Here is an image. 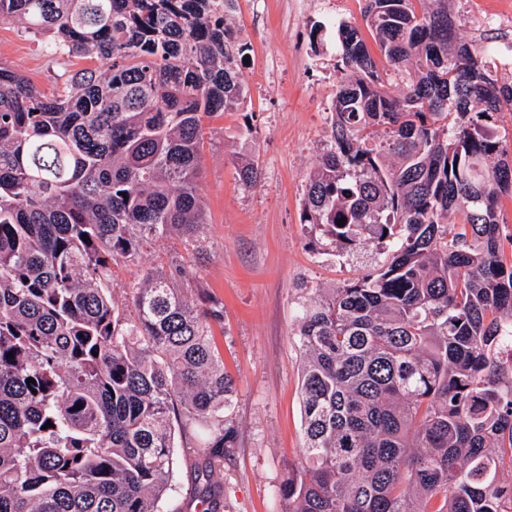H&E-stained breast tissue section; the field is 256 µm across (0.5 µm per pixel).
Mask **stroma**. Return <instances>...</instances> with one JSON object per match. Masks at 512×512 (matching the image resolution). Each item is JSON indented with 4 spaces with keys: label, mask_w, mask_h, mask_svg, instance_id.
Instances as JSON below:
<instances>
[{
    "label": "stroma",
    "mask_w": 512,
    "mask_h": 512,
    "mask_svg": "<svg viewBox=\"0 0 512 512\" xmlns=\"http://www.w3.org/2000/svg\"><path fill=\"white\" fill-rule=\"evenodd\" d=\"M367 3L308 0L291 18L285 0H239L232 22L248 44L240 74L249 98L205 132L197 184L206 211L203 242L193 249L159 241L150 260L155 267L184 262L192 285L224 309L212 332L236 384L238 439L218 477L217 512H285L278 488L304 446L299 310L309 289L341 286L389 257L374 242L344 254L311 248L300 222L308 174L330 143L337 83L333 38L323 36L311 47L310 28L333 15L345 18L377 52L363 18ZM453 8L465 41L512 47V0H455ZM0 61L47 91L62 86L73 68L68 58L1 21ZM244 155L261 172L250 189L237 174ZM174 458L175 502L180 512H195L194 466L202 460L195 434L177 438Z\"/></svg>",
    "instance_id": "stroma-1"
}]
</instances>
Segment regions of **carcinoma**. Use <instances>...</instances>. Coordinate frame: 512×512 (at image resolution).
Wrapping results in <instances>:
<instances>
[{
	"label": "carcinoma",
	"instance_id": "obj_1",
	"mask_svg": "<svg viewBox=\"0 0 512 512\" xmlns=\"http://www.w3.org/2000/svg\"><path fill=\"white\" fill-rule=\"evenodd\" d=\"M237 2L0 0L1 21L78 65L50 92L0 65V512H161L176 432L202 427L208 479L236 445L223 309L180 262L130 285L113 266L202 242L205 125L248 96ZM449 3L368 0L397 95L332 23L331 147L301 223L391 254L300 309L286 512H512V145L495 129L512 81ZM238 175L253 188L260 171L244 156Z\"/></svg>",
	"mask_w": 512,
	"mask_h": 512
}]
</instances>
